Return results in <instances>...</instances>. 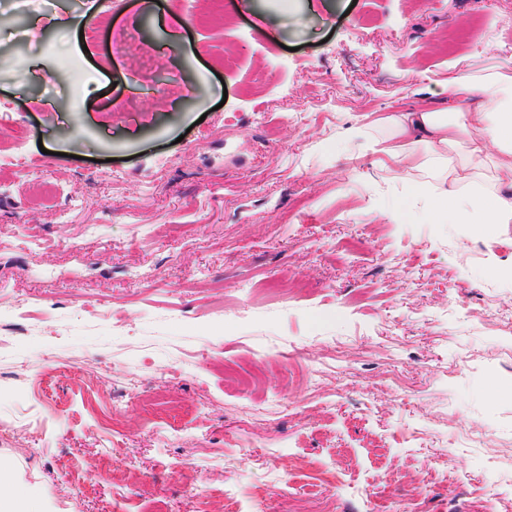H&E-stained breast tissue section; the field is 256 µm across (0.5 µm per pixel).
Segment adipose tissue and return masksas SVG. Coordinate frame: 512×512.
Listing matches in <instances>:
<instances>
[{
    "label": "adipose tissue",
    "instance_id": "1",
    "mask_svg": "<svg viewBox=\"0 0 512 512\" xmlns=\"http://www.w3.org/2000/svg\"><path fill=\"white\" fill-rule=\"evenodd\" d=\"M449 101L478 99L479 104L463 119L448 120L440 112H396L388 124L400 138L391 151L390 165L411 174L426 169L431 181L412 189L411 200L418 204L429 224H467L474 235H485L490 226L512 223V75L491 70L481 76L461 73L442 85ZM462 138L470 145L472 157H480L486 144L498 146L499 189L474 194L461 191L470 175L451 167L448 148Z\"/></svg>",
    "mask_w": 512,
    "mask_h": 512
}]
</instances>
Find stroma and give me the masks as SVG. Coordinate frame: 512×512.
<instances>
[{"instance_id":"1","label":"stroma","mask_w":512,"mask_h":512,"mask_svg":"<svg viewBox=\"0 0 512 512\" xmlns=\"http://www.w3.org/2000/svg\"><path fill=\"white\" fill-rule=\"evenodd\" d=\"M491 66L512 74V0H224L219 24L212 0H0L21 498L512 512V397L488 396L512 390V224L492 252L424 223L379 165L388 115Z\"/></svg>"}]
</instances>
